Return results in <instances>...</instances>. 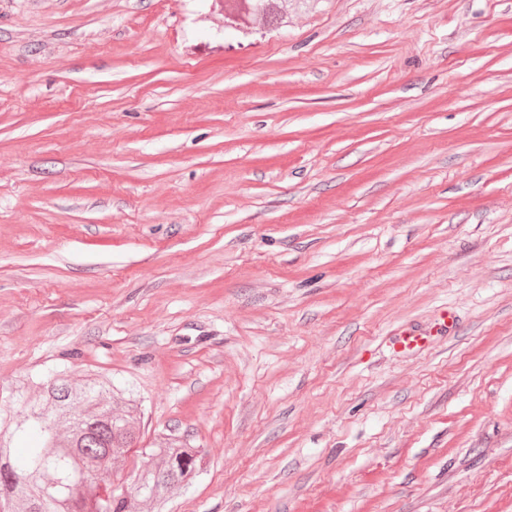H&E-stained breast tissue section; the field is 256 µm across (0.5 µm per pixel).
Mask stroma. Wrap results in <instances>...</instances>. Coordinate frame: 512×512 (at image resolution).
I'll return each instance as SVG.
<instances>
[{
	"mask_svg": "<svg viewBox=\"0 0 512 512\" xmlns=\"http://www.w3.org/2000/svg\"><path fill=\"white\" fill-rule=\"evenodd\" d=\"M63 369L167 512H512V0H0V405ZM224 30L248 35L282 23V0H220ZM154 448L159 462L142 470L139 477L142 492L136 496L149 501L156 512H162L176 487L192 483L202 470L201 454L197 448H189L186 442L166 437Z\"/></svg>",
	"mask_w": 512,
	"mask_h": 512,
	"instance_id": "obj_1",
	"label": "stroma"
}]
</instances>
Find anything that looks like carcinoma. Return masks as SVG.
<instances>
[{
    "label": "carcinoma",
    "instance_id": "obj_1",
    "mask_svg": "<svg viewBox=\"0 0 512 512\" xmlns=\"http://www.w3.org/2000/svg\"><path fill=\"white\" fill-rule=\"evenodd\" d=\"M224 29L242 35L282 23V0H219ZM136 401L104 378L79 384L67 372L45 384L42 402L17 418L0 410V500L21 512H131V499L94 493L96 480L112 471L135 440ZM35 435L36 445L15 455L12 442ZM159 462L142 470L139 497L163 512L172 491L192 483L202 470L201 454L175 437L154 449Z\"/></svg>",
    "mask_w": 512,
    "mask_h": 512
}]
</instances>
